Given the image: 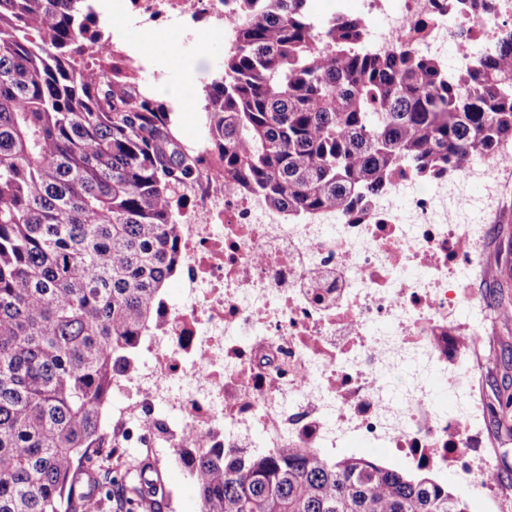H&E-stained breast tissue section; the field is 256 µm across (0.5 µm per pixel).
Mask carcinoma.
<instances>
[{"label":"carcinoma","instance_id":"cac0c4a2","mask_svg":"<svg viewBox=\"0 0 512 512\" xmlns=\"http://www.w3.org/2000/svg\"><path fill=\"white\" fill-rule=\"evenodd\" d=\"M204 90L209 151L120 61H88L85 0H0V512H77L112 374L180 263L176 212L205 168L290 220L361 210L512 143V30L462 69L397 43L373 55L349 15L235 0ZM319 28L322 47L314 44ZM202 512H469L426 473L303 448L195 452ZM132 500L152 498L135 479Z\"/></svg>","mask_w":512,"mask_h":512}]
</instances>
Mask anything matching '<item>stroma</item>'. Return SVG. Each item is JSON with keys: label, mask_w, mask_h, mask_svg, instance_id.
Listing matches in <instances>:
<instances>
[{"label": "stroma", "mask_w": 512, "mask_h": 512, "mask_svg": "<svg viewBox=\"0 0 512 512\" xmlns=\"http://www.w3.org/2000/svg\"><path fill=\"white\" fill-rule=\"evenodd\" d=\"M102 39L117 43L137 59L140 85L166 111L182 113L186 100L203 101L204 88L224 59L228 41L221 28L208 19L196 25L193 41L182 38L180 29L159 27L161 45L148 44L146 34L133 22L114 25L111 13L100 16ZM167 86L187 87L190 97L182 99L164 94ZM489 284L484 299L498 312L495 323L484 336L475 373L486 388L489 401V446L499 457L496 484L503 496L512 498V408L501 402L512 395V195L505 200L488 257ZM162 482L171 491L157 512H198V499L192 485L171 466L158 465Z\"/></svg>", "instance_id": "stroma-1"}]
</instances>
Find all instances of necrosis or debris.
Returning a JSON list of instances; mask_svg holds the SVG:
<instances>
[{
  "instance_id": "necrosis-or-debris-1",
  "label": "necrosis or debris",
  "mask_w": 512,
  "mask_h": 512,
  "mask_svg": "<svg viewBox=\"0 0 512 512\" xmlns=\"http://www.w3.org/2000/svg\"><path fill=\"white\" fill-rule=\"evenodd\" d=\"M362 42L396 40L465 67L512 24V0H360ZM135 25L228 27L224 0H125ZM512 193V144L455 176L395 178L360 220L334 212L287 223L261 196L202 174L180 207L178 298L115 368L93 463L125 449L194 473L188 448L241 457L304 448L380 452L453 472L499 512L495 453L481 451L485 399L473 363L495 317L480 295L495 224Z\"/></svg>"
}]
</instances>
